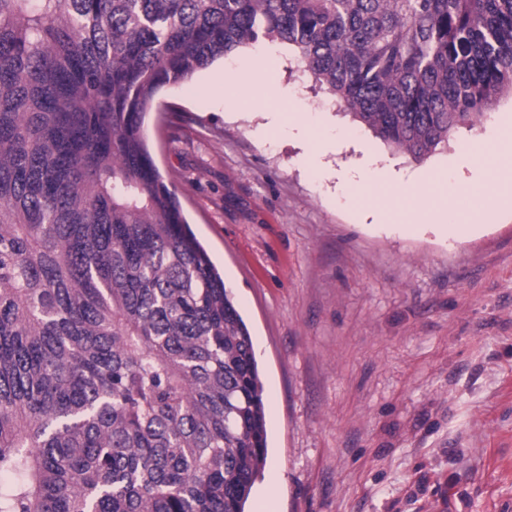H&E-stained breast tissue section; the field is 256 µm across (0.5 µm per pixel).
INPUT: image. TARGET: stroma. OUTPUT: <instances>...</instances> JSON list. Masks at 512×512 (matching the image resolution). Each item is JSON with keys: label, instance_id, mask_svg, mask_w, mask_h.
I'll return each mask as SVG.
<instances>
[{"label": "stroma", "instance_id": "35a3bbf8", "mask_svg": "<svg viewBox=\"0 0 512 512\" xmlns=\"http://www.w3.org/2000/svg\"><path fill=\"white\" fill-rule=\"evenodd\" d=\"M260 49L162 90L144 127L252 334L268 455L250 512H512V211L493 212L490 188L459 173L461 145H490L512 94L416 160L290 55L273 105L338 142L312 169L249 104ZM369 154L405 177L457 171L453 219L472 231L410 223L393 186L359 188ZM379 194L381 224L368 215Z\"/></svg>", "mask_w": 512, "mask_h": 512}]
</instances>
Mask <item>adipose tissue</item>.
<instances>
[{"instance_id": "ef3b65f1", "label": "adipose tissue", "mask_w": 512, "mask_h": 512, "mask_svg": "<svg viewBox=\"0 0 512 512\" xmlns=\"http://www.w3.org/2000/svg\"><path fill=\"white\" fill-rule=\"evenodd\" d=\"M281 54L280 49H273L267 54L255 59L248 74L255 86L253 106L267 107L270 116V128L281 129L292 123L290 114L269 106L270 95L275 86L270 78L273 62ZM502 143V150L495 154H487L481 147L466 144L460 149L465 160V166L476 182H493L496 187L495 202L503 208H512V119H507L498 138ZM402 205L406 213L416 218L426 219L427 223L435 224L441 230L454 233L463 232L460 224L448 222V174L444 171L429 173L420 180L408 183H399Z\"/></svg>"}]
</instances>
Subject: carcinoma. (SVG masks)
<instances>
[{
    "mask_svg": "<svg viewBox=\"0 0 512 512\" xmlns=\"http://www.w3.org/2000/svg\"><path fill=\"white\" fill-rule=\"evenodd\" d=\"M261 39L416 159L512 92V0H0V512H245L252 336L144 120Z\"/></svg>",
    "mask_w": 512,
    "mask_h": 512,
    "instance_id": "carcinoma-1",
    "label": "carcinoma"
}]
</instances>
